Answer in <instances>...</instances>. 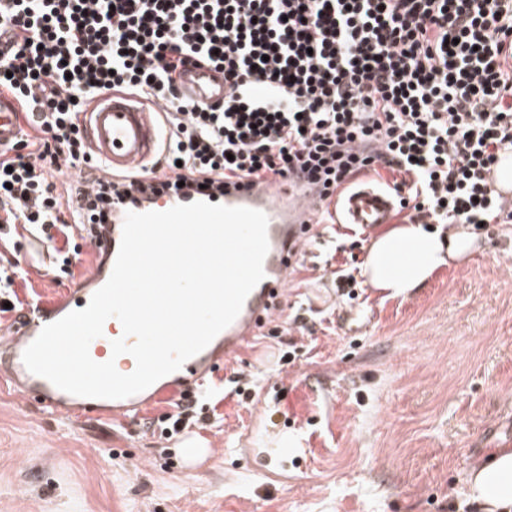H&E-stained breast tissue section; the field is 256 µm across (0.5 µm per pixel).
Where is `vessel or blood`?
Listing matches in <instances>:
<instances>
[{
  "label": "vessel or blood",
  "instance_id": "obj_1",
  "mask_svg": "<svg viewBox=\"0 0 512 512\" xmlns=\"http://www.w3.org/2000/svg\"><path fill=\"white\" fill-rule=\"evenodd\" d=\"M185 89L194 98L211 102L224 96V82L215 72L193 69L183 78ZM87 139L99 160L94 175L103 178L118 172L143 168L159 148V134L154 113L138 105L129 96L118 93L101 95L88 114ZM18 136L16 116L10 104L0 103V146ZM183 192H167L160 198L148 195L113 207L108 223L96 225L86 246L102 255L103 263L89 272L86 287L77 297L63 296L32 309L23 310L7 340L0 342V373L8 375L22 397L36 401L46 410L60 412L67 398L47 379L32 374L22 355L42 328L74 310L87 307L92 295L109 279L116 261L126 212L165 211L187 203ZM216 203L244 206L263 211L269 220V252L264 261V279L248 295L234 322L221 331L200 353L183 367L157 380L146 390L124 399H99L92 412L95 416L112 415L125 421L138 417L152 404L177 394L192 393L201 375L223 368L257 336L268 320L274 319L285 293L294 253L319 206L317 191L293 176L276 181L227 188L216 196ZM395 199L388 190L364 179L354 180L336 201V221L350 224L371 234L393 223ZM116 319H108L101 337L89 347L93 360L115 359L119 372L131 373L135 360L131 355L113 356L111 342L116 339Z\"/></svg>",
  "mask_w": 512,
  "mask_h": 512
}]
</instances>
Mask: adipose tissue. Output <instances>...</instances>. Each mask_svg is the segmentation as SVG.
Here are the masks:
<instances>
[{
  "label": "adipose tissue",
  "mask_w": 512,
  "mask_h": 512,
  "mask_svg": "<svg viewBox=\"0 0 512 512\" xmlns=\"http://www.w3.org/2000/svg\"><path fill=\"white\" fill-rule=\"evenodd\" d=\"M471 244L463 228L444 235L423 224H400L372 241L364 273L372 287L405 296L423 287L442 264L465 255ZM468 497L477 512H512V449H497L471 469Z\"/></svg>",
  "instance_id": "1"
}]
</instances>
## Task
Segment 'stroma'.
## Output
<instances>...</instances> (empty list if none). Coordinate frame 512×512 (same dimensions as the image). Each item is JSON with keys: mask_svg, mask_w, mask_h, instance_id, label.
Masks as SVG:
<instances>
[{"mask_svg": "<svg viewBox=\"0 0 512 512\" xmlns=\"http://www.w3.org/2000/svg\"><path fill=\"white\" fill-rule=\"evenodd\" d=\"M312 231L276 320L230 362L258 382L218 403L197 468L154 415L63 419L0 383V512H475L470 468L512 448V223L484 225L407 297L355 300L333 273L365 249ZM92 261L59 285L27 256L15 289L53 300Z\"/></svg>", "mask_w": 512, "mask_h": 512, "instance_id": "1", "label": "stroma"}]
</instances>
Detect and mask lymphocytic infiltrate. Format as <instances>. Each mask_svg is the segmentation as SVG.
<instances>
[{
  "mask_svg": "<svg viewBox=\"0 0 512 512\" xmlns=\"http://www.w3.org/2000/svg\"><path fill=\"white\" fill-rule=\"evenodd\" d=\"M192 66L223 101L183 94ZM112 91L158 112V159L57 182L86 170V113ZM1 99L29 131L0 147V241H42L57 282L115 202L181 184L294 173L328 204L384 166L410 222L512 223L486 178L512 154V0H0Z\"/></svg>",
  "mask_w": 512,
  "mask_h": 512,
  "instance_id": "lymphocytic-infiltrate-1",
  "label": "lymphocytic infiltrate"
}]
</instances>
